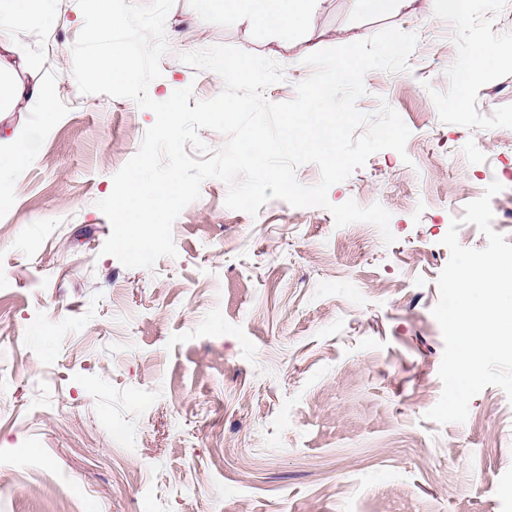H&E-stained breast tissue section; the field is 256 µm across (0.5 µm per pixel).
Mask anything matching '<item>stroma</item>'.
Instances as JSON below:
<instances>
[{
    "label": "stroma",
    "instance_id": "1",
    "mask_svg": "<svg viewBox=\"0 0 512 512\" xmlns=\"http://www.w3.org/2000/svg\"><path fill=\"white\" fill-rule=\"evenodd\" d=\"M76 0L13 32L53 85L0 112V140L28 163L0 207V512H512V402L489 386L465 423L427 419L444 342L432 314L449 260L441 240L486 186L492 227L512 243V63L462 87L476 48L512 49V0L467 15H366L319 0L283 42L234 14L198 23L187 0L166 18L169 51L150 97L222 79L182 53L233 45L284 68L272 102L294 98L311 52L384 27L419 42L405 72L373 70L357 108L387 103L405 153L373 154L328 199L381 204L393 243L368 223L273 199L257 216L205 180L173 225L176 257L129 269L103 254L98 208L154 122L125 98L81 94L71 48Z\"/></svg>",
    "mask_w": 512,
    "mask_h": 512
}]
</instances>
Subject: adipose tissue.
<instances>
[{
  "label": "adipose tissue",
  "mask_w": 512,
  "mask_h": 512,
  "mask_svg": "<svg viewBox=\"0 0 512 512\" xmlns=\"http://www.w3.org/2000/svg\"><path fill=\"white\" fill-rule=\"evenodd\" d=\"M222 2L226 12L245 16L251 23L275 32L293 34L313 19L314 0H190L198 21H206L215 4ZM51 0H0V112L25 98H37L43 107L54 101L50 85L22 81L18 73L22 61L8 40L10 29L44 17Z\"/></svg>",
  "instance_id": "obj_1"
}]
</instances>
